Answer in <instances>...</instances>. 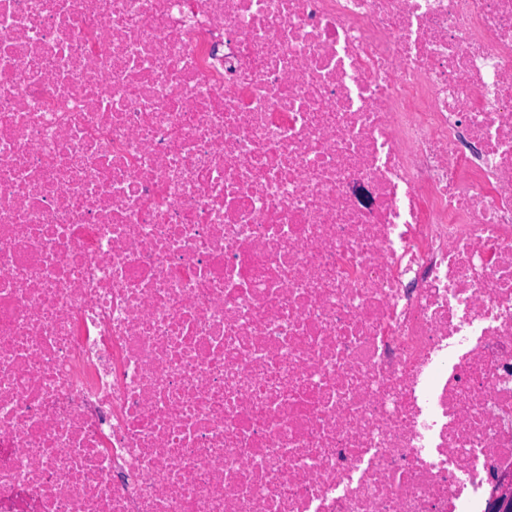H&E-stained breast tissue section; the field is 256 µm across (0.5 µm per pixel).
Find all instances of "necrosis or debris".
Listing matches in <instances>:
<instances>
[{"mask_svg":"<svg viewBox=\"0 0 512 512\" xmlns=\"http://www.w3.org/2000/svg\"><path fill=\"white\" fill-rule=\"evenodd\" d=\"M497 473L512 0H0V512H479Z\"/></svg>","mask_w":512,"mask_h":512,"instance_id":"1","label":"necrosis or debris"}]
</instances>
